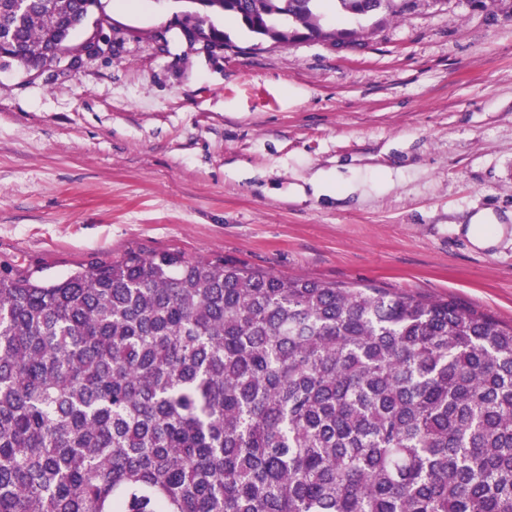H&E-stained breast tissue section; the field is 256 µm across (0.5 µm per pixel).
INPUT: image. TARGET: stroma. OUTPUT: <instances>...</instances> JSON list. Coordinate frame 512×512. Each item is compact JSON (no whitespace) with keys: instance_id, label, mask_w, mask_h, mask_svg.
Returning <instances> with one entry per match:
<instances>
[{"instance_id":"obj_1","label":"stroma","mask_w":512,"mask_h":512,"mask_svg":"<svg viewBox=\"0 0 512 512\" xmlns=\"http://www.w3.org/2000/svg\"><path fill=\"white\" fill-rule=\"evenodd\" d=\"M111 58L0 69V264L40 279L129 251L455 300L512 324V15L462 0L324 14L356 45L179 35L118 8ZM503 233L479 249L474 216Z\"/></svg>"}]
</instances>
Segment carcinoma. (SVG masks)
<instances>
[{"label": "carcinoma", "mask_w": 512, "mask_h": 512, "mask_svg": "<svg viewBox=\"0 0 512 512\" xmlns=\"http://www.w3.org/2000/svg\"><path fill=\"white\" fill-rule=\"evenodd\" d=\"M182 2L226 47L214 14L354 41L320 0ZM88 4L0 0V60L55 63ZM0 512H512V326L174 250L52 281L0 266Z\"/></svg>", "instance_id": "1"}]
</instances>
